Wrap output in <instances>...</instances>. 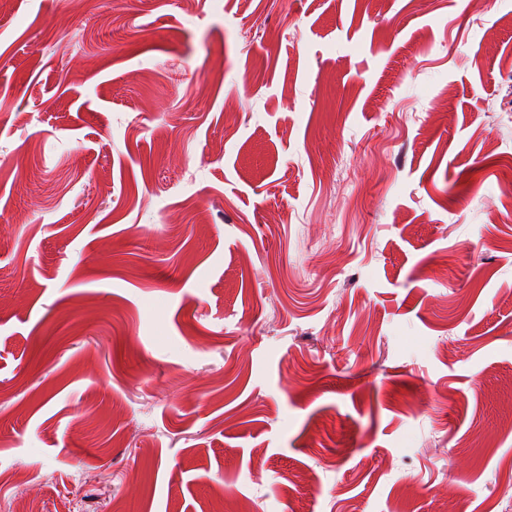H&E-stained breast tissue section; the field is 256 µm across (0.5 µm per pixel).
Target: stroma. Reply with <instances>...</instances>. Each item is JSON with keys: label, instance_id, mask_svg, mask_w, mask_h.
<instances>
[{"label": "stroma", "instance_id": "stroma-1", "mask_svg": "<svg viewBox=\"0 0 512 512\" xmlns=\"http://www.w3.org/2000/svg\"><path fill=\"white\" fill-rule=\"evenodd\" d=\"M512 512V0H0V512Z\"/></svg>", "mask_w": 512, "mask_h": 512}]
</instances>
